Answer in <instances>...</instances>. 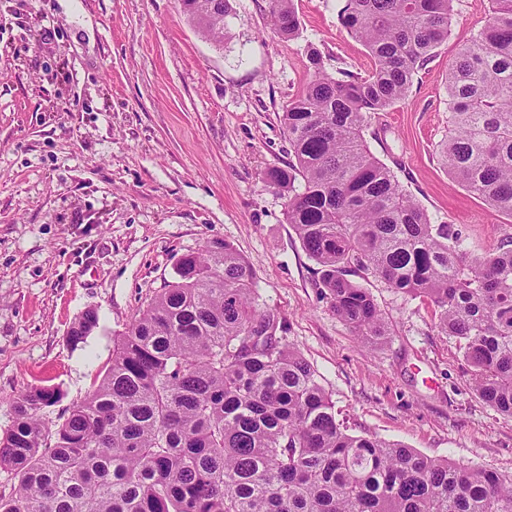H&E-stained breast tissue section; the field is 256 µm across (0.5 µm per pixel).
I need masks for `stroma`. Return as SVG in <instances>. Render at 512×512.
I'll return each mask as SVG.
<instances>
[{
  "label": "stroma",
  "mask_w": 512,
  "mask_h": 512,
  "mask_svg": "<svg viewBox=\"0 0 512 512\" xmlns=\"http://www.w3.org/2000/svg\"><path fill=\"white\" fill-rule=\"evenodd\" d=\"M344 0H294L300 32L274 29L269 0H232L223 42L179 0H0V434L33 385L60 391L57 418L112 361V338L171 280L179 258L223 239L248 260L267 307L317 369L354 433L512 478V419L473 392L455 338L424 298L361 279L387 323L363 347L334 314L316 265L267 179L291 159L281 115L313 76L368 74ZM492 0H455L451 34L406 97L375 115L370 151L476 252L512 217L452 181L445 77ZM93 309L81 347L67 333Z\"/></svg>",
  "instance_id": "35a3bbf8"
}]
</instances>
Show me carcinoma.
<instances>
[{
	"label": "carcinoma",
	"mask_w": 512,
	"mask_h": 512,
	"mask_svg": "<svg viewBox=\"0 0 512 512\" xmlns=\"http://www.w3.org/2000/svg\"><path fill=\"white\" fill-rule=\"evenodd\" d=\"M182 2L205 37L223 40L231 0ZM453 2L345 0L341 25L372 68L332 76L311 49L314 76L282 114L293 160L267 177L339 318L368 343L386 336L351 273L429 300L473 390L512 418V234L495 253L470 252L364 137L448 40ZM271 15L283 38L298 35L293 0H271ZM446 81L441 160L512 217V0H493ZM255 279L231 243L211 241L113 337L112 365L62 421L46 419L57 389L22 393L0 437V469L17 478L0 512H512V478L350 432ZM98 325L96 310L82 312L70 344Z\"/></svg>",
	"instance_id": "1"
}]
</instances>
